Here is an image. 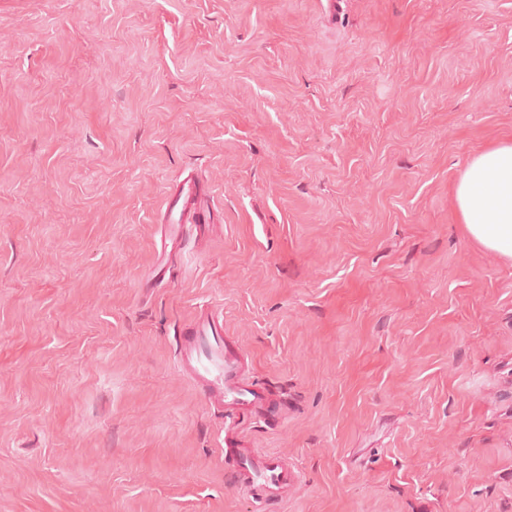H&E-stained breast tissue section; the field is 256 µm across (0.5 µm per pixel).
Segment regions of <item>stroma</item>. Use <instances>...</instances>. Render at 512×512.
<instances>
[{"mask_svg":"<svg viewBox=\"0 0 512 512\" xmlns=\"http://www.w3.org/2000/svg\"><path fill=\"white\" fill-rule=\"evenodd\" d=\"M506 136L512 0H0V512H512V264L452 200ZM204 306L287 501L178 369ZM209 186L194 174L188 173L179 181L177 189L165 201L162 223L167 225L169 240H177L181 229L193 225L199 242H205L211 226V213L205 205ZM224 460L234 484L259 504L280 503L295 495L299 477L286 455L260 452L235 427L224 430Z\"/></svg>","mask_w":512,"mask_h":512,"instance_id":"stroma-1","label":"stroma"}]
</instances>
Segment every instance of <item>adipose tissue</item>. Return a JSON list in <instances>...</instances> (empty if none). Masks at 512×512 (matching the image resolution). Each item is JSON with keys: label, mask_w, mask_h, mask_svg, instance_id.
Returning <instances> with one entry per match:
<instances>
[{"label": "adipose tissue", "mask_w": 512, "mask_h": 512, "mask_svg": "<svg viewBox=\"0 0 512 512\" xmlns=\"http://www.w3.org/2000/svg\"><path fill=\"white\" fill-rule=\"evenodd\" d=\"M466 236L512 261V139L475 155L453 187Z\"/></svg>", "instance_id": "1"}]
</instances>
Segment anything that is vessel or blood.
<instances>
[{
    "label": "vessel or blood",
    "mask_w": 512,
    "mask_h": 512,
    "mask_svg": "<svg viewBox=\"0 0 512 512\" xmlns=\"http://www.w3.org/2000/svg\"><path fill=\"white\" fill-rule=\"evenodd\" d=\"M209 187L194 174H186L165 201L163 222L169 240L183 227L194 226L198 241H205L212 226L205 205ZM178 367L206 403L236 419L242 413L262 419H280L285 405L260 389L240 346L224 334V318L215 311L197 314L181 331ZM224 459L234 484L259 504L280 503L295 495L299 477L285 455L267 453L246 443L236 428L224 432Z\"/></svg>",
    "instance_id": "vessel-or-blood-1"
}]
</instances>
